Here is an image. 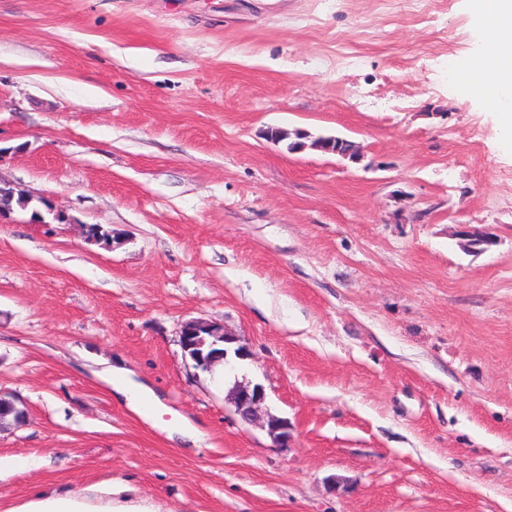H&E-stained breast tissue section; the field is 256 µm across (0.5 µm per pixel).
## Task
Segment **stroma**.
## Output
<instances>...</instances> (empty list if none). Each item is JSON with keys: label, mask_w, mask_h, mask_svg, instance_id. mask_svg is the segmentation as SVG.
Here are the masks:
<instances>
[{"label": "stroma", "mask_w": 512, "mask_h": 512, "mask_svg": "<svg viewBox=\"0 0 512 512\" xmlns=\"http://www.w3.org/2000/svg\"><path fill=\"white\" fill-rule=\"evenodd\" d=\"M476 40L465 0H0V180L51 205L0 217L27 412L0 459L39 462L0 512L109 481L160 512H512V153L448 77ZM194 319L248 350L223 381ZM267 137L277 143L288 141L286 147L289 151H299L309 146L324 152L348 156L349 159L358 157L357 146L352 141L340 137L321 136L309 140L312 136L305 131L295 130L291 133L280 129L268 131ZM307 141H310V144ZM86 238L106 248H112L113 244H120L121 233L114 232L112 228H105L102 224H86ZM198 320H190L181 326L179 334V342L184 354H188L193 361L196 369L211 372L215 365L232 364L233 356L236 359H243L248 355L246 347L240 344V339L237 336H231L224 332V327L215 323L200 324L197 327V336H190V332L196 326ZM209 345H213L220 340L216 336H223L222 352H215L209 356H204L203 352L190 353L189 351L195 348H201L205 345V339ZM233 353V356H232ZM223 367V371H224ZM107 383L112 386L117 394L124 397L127 406L135 412L145 411L146 408L141 405V397L139 393L132 392V389L127 385L123 370L115 369L111 370L109 377L106 378ZM234 412L244 421L256 417L265 401V391L260 385H236L231 391Z\"/></svg>", "instance_id": "35a3bbf8"}]
</instances>
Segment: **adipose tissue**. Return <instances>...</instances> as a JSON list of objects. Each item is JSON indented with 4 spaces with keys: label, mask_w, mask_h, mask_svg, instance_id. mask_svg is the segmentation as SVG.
Wrapping results in <instances>:
<instances>
[{
    "label": "adipose tissue",
    "mask_w": 512,
    "mask_h": 512,
    "mask_svg": "<svg viewBox=\"0 0 512 512\" xmlns=\"http://www.w3.org/2000/svg\"><path fill=\"white\" fill-rule=\"evenodd\" d=\"M479 29L470 55L458 64L464 99L484 102L496 115L501 145L512 150V0H467ZM124 485L91 486L35 496L12 512H152L127 496Z\"/></svg>",
    "instance_id": "adipose-tissue-1"
}]
</instances>
